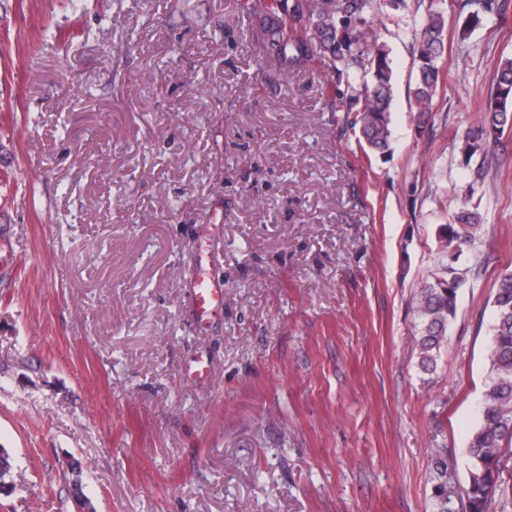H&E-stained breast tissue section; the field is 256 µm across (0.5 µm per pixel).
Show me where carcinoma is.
<instances>
[{
    "label": "carcinoma",
    "instance_id": "carcinoma-1",
    "mask_svg": "<svg viewBox=\"0 0 512 512\" xmlns=\"http://www.w3.org/2000/svg\"><path fill=\"white\" fill-rule=\"evenodd\" d=\"M246 18V35L260 66L282 74L305 70L315 61L326 67L330 81L346 90L337 94L334 112L354 115L364 142L375 152L389 151L393 69L389 54L378 44L372 19L375 0H239ZM503 0H465L462 31L501 14ZM445 20L432 13L416 36L415 103L430 111L440 78L439 60L445 51ZM477 127L458 143L463 163L484 153L512 120V59L500 60L495 90L481 104ZM479 212L461 207L438 228L440 253L447 258L416 297L421 324L420 366L428 371L448 341V327L457 315L466 279L456 267L464 248L480 236ZM495 325L488 349V382L478 425L468 445L466 512H489L500 487L503 443L512 441V274L503 276L493 296Z\"/></svg>",
    "mask_w": 512,
    "mask_h": 512
}]
</instances>
